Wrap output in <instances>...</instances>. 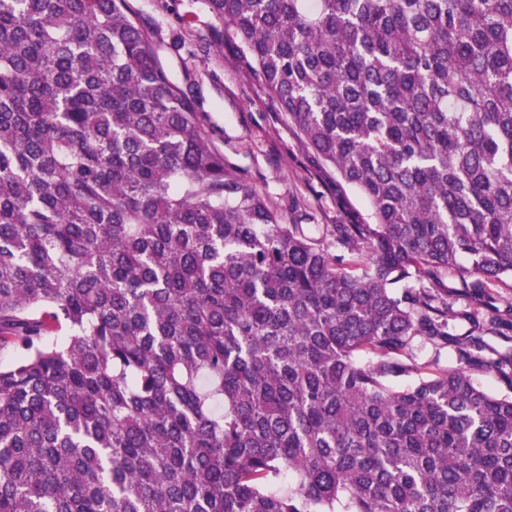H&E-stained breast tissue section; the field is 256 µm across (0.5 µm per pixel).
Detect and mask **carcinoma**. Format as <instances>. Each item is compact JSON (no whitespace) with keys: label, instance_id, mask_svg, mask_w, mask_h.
Here are the masks:
<instances>
[{"label":"carcinoma","instance_id":"carcinoma-1","mask_svg":"<svg viewBox=\"0 0 512 512\" xmlns=\"http://www.w3.org/2000/svg\"><path fill=\"white\" fill-rule=\"evenodd\" d=\"M205 3L370 221L282 223L128 0H0V512H512L448 307L512 280V0Z\"/></svg>","mask_w":512,"mask_h":512}]
</instances>
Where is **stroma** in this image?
I'll return each mask as SVG.
<instances>
[{"instance_id": "stroma-1", "label": "stroma", "mask_w": 512, "mask_h": 512, "mask_svg": "<svg viewBox=\"0 0 512 512\" xmlns=\"http://www.w3.org/2000/svg\"><path fill=\"white\" fill-rule=\"evenodd\" d=\"M171 80L189 88L201 129L250 188L268 197L286 224H341L369 218L359 190L337 189L336 174L302 142L267 87L249 72L232 33L212 37L204 0H129ZM512 320V287L450 296Z\"/></svg>"}]
</instances>
